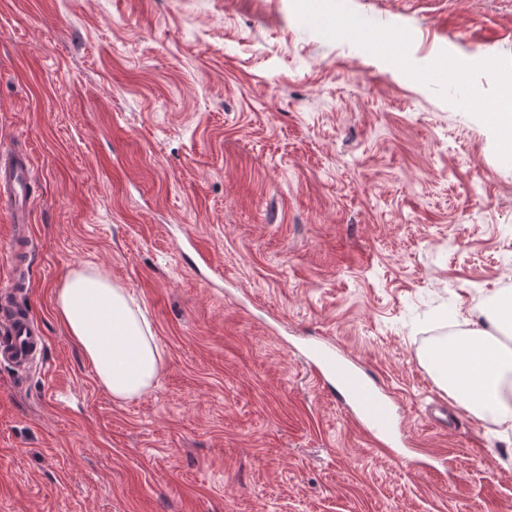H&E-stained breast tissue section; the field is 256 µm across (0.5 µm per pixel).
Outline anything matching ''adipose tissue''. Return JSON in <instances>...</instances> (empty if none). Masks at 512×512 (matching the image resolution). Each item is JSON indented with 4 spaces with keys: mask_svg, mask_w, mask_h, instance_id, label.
<instances>
[{
    "mask_svg": "<svg viewBox=\"0 0 512 512\" xmlns=\"http://www.w3.org/2000/svg\"><path fill=\"white\" fill-rule=\"evenodd\" d=\"M56 313L114 400L152 388L163 353L123 288L97 270L72 271L56 290ZM503 327L499 315H483L475 328L436 344L428 363L440 385L475 418L511 427L512 350L497 338Z\"/></svg>",
    "mask_w": 512,
    "mask_h": 512,
    "instance_id": "adipose-tissue-1",
    "label": "adipose tissue"
}]
</instances>
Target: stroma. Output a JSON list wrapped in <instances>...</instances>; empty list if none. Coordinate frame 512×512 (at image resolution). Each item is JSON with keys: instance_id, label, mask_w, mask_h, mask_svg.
<instances>
[{"instance_id": "stroma-1", "label": "stroma", "mask_w": 512, "mask_h": 512, "mask_svg": "<svg viewBox=\"0 0 512 512\" xmlns=\"http://www.w3.org/2000/svg\"><path fill=\"white\" fill-rule=\"evenodd\" d=\"M0 0V147L32 160L44 358L0 362V512H505L512 430L427 352L512 290V0ZM193 236L211 267L185 245ZM147 316L128 402L55 314L76 269ZM398 403L371 446L303 354ZM496 461L486 469L485 458Z\"/></svg>"}]
</instances>
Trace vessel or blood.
I'll return each instance as SVG.
<instances>
[{
	"label": "vessel or blood",
	"instance_id": "obj_1",
	"mask_svg": "<svg viewBox=\"0 0 512 512\" xmlns=\"http://www.w3.org/2000/svg\"><path fill=\"white\" fill-rule=\"evenodd\" d=\"M32 203L29 157L13 148L1 152L0 213L8 215L11 225L9 241L14 280L9 289L0 290V361L19 369L36 364L45 347V338L31 316L10 307L27 288L23 273L32 256ZM307 365L316 379L337 386L342 405L376 447L387 450L405 442L395 401L346 355L318 341L309 349Z\"/></svg>",
	"mask_w": 512,
	"mask_h": 512
}]
</instances>
